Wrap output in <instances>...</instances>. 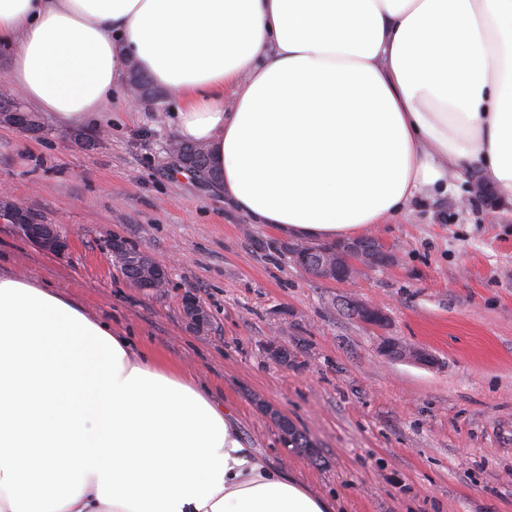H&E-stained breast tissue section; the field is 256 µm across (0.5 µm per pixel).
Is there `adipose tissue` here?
<instances>
[{"instance_id":"ef3b65f1","label":"adipose tissue","mask_w":512,"mask_h":512,"mask_svg":"<svg viewBox=\"0 0 512 512\" xmlns=\"http://www.w3.org/2000/svg\"><path fill=\"white\" fill-rule=\"evenodd\" d=\"M1 75L96 124L137 66L224 199L352 239L472 170L512 203V0H0ZM232 107H225V95ZM0 512H336L197 380L0 271Z\"/></svg>"}]
</instances>
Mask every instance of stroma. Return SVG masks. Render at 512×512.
I'll return each instance as SVG.
<instances>
[{
  "mask_svg": "<svg viewBox=\"0 0 512 512\" xmlns=\"http://www.w3.org/2000/svg\"><path fill=\"white\" fill-rule=\"evenodd\" d=\"M101 125L33 135L0 127V193L70 241L55 255L0 220V263L50 282L172 366L192 372L238 420L249 447L341 512H512V204L459 202L464 183L415 202L370 233L395 264L345 284L313 280L216 187L174 166L177 103L113 95ZM121 240L168 271L165 294L134 288L111 265ZM194 294L211 326L186 322ZM374 303L384 328L352 319L343 297ZM292 365L268 354L270 336ZM425 349L395 361L386 339ZM276 406L320 453L284 447L262 411Z\"/></svg>",
  "mask_w": 512,
  "mask_h": 512,
  "instance_id": "stroma-1",
  "label": "stroma"
}]
</instances>
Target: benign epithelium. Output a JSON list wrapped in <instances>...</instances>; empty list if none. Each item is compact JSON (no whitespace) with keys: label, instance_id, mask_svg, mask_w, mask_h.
I'll list each match as a JSON object with an SVG mask.
<instances>
[{"label":"benign epithelium","instance_id":"benign-epithelium-1","mask_svg":"<svg viewBox=\"0 0 512 512\" xmlns=\"http://www.w3.org/2000/svg\"><path fill=\"white\" fill-rule=\"evenodd\" d=\"M17 129L38 133L40 129L33 126L30 114L21 111L20 107L6 108L0 111V124ZM0 202L5 208L0 210V217L16 224L22 235L40 249L60 254L69 246V240L63 236L53 224H31L20 207L6 198ZM279 250L288 253L301 263L303 269L313 279L321 282H349L361 272L378 267H388L394 264L395 255L392 251L381 248H369L361 239L342 241L331 247H307L298 240H282L276 243ZM110 256L117 265L130 266L134 269L131 284L135 288L146 290L166 283V271L152 258L138 256L132 264L126 263L125 245L120 240H114L109 247ZM343 305L354 318L374 327H382L386 323L385 311L372 304L346 298ZM184 312L190 324L201 330L208 326L210 315L205 307L193 295L184 298ZM267 350L272 359L288 363L291 360L288 347L279 339L272 338L267 342ZM383 353L388 358L407 359L418 364L431 362V355L426 351L404 344L396 339H389L383 346Z\"/></svg>","mask_w":512,"mask_h":512}]
</instances>
